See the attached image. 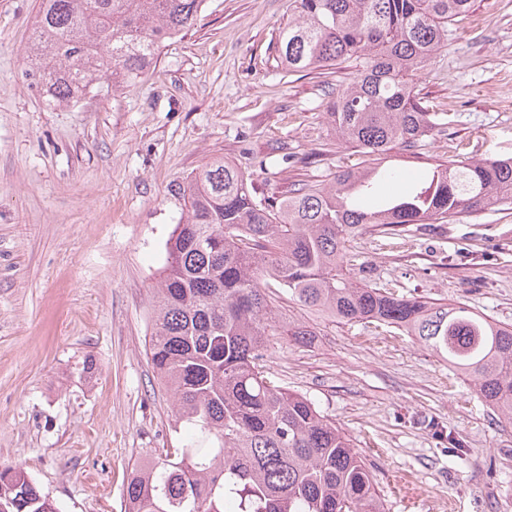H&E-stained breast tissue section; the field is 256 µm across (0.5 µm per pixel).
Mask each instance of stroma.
<instances>
[{
  "instance_id": "obj_1",
  "label": "stroma",
  "mask_w": 512,
  "mask_h": 512,
  "mask_svg": "<svg viewBox=\"0 0 512 512\" xmlns=\"http://www.w3.org/2000/svg\"><path fill=\"white\" fill-rule=\"evenodd\" d=\"M37 8L0 0V464L60 512H125L132 467L187 437L147 356L180 187L216 158L268 195L372 164L324 118L363 62L285 73L276 44L292 0H205L134 85L51 106L24 74ZM413 81L451 122L388 166L415 180L451 157L511 156L512 0H474ZM350 249L379 287L512 324V210L395 238L367 230ZM275 311L317 338L271 337L267 372L351 440L386 512H512V424L446 362L383 325L292 301ZM282 334L288 336L290 341L300 347H310L317 336L313 328L299 321H288V324L280 326Z\"/></svg>"
}]
</instances>
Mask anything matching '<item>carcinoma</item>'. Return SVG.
Here are the masks:
<instances>
[{
    "mask_svg": "<svg viewBox=\"0 0 512 512\" xmlns=\"http://www.w3.org/2000/svg\"><path fill=\"white\" fill-rule=\"evenodd\" d=\"M205 0H40L25 76L69 102L95 83L129 87L159 45L196 25ZM472 0H293L279 40L288 73L365 59L325 119L377 163L339 172L327 187L259 195L232 162L206 163L182 190L152 297L148 352L169 391L185 446L135 466L127 512H385L360 454L315 403L267 376L277 327L271 288L340 324L377 322L416 337L512 423V326L463 303L400 296L366 282L348 243L369 224L399 235L413 224L512 209V157L436 164L404 191L381 164L445 130L413 86ZM282 334L300 347L316 332ZM0 512H59L21 468L0 465Z\"/></svg>",
    "mask_w": 512,
    "mask_h": 512,
    "instance_id": "cac0c4a2",
    "label": "carcinoma"
}]
</instances>
